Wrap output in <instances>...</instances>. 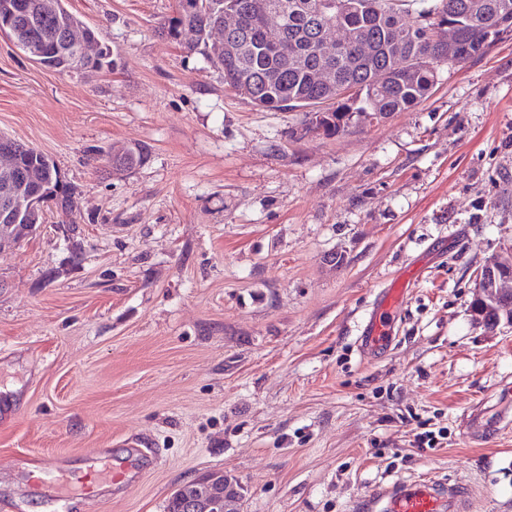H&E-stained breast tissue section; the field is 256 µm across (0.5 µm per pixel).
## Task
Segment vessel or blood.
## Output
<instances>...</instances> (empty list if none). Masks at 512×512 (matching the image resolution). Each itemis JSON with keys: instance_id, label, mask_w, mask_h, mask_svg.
<instances>
[{"instance_id": "b4317fda", "label": "vessel or blood", "mask_w": 512, "mask_h": 512, "mask_svg": "<svg viewBox=\"0 0 512 512\" xmlns=\"http://www.w3.org/2000/svg\"><path fill=\"white\" fill-rule=\"evenodd\" d=\"M405 290L394 284L375 297L358 341L363 356L374 357L391 343L401 315ZM467 493L464 485L440 488L431 481L412 485H392L373 489L358 507L360 512H464Z\"/></svg>"}]
</instances>
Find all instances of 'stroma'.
<instances>
[{
  "mask_svg": "<svg viewBox=\"0 0 512 512\" xmlns=\"http://www.w3.org/2000/svg\"><path fill=\"white\" fill-rule=\"evenodd\" d=\"M65 5L113 66L51 70L0 32V134L72 191L0 250V512H166L212 471L234 512H356L426 478L512 512V429L467 425L512 398V324L472 308L476 269L512 260V32L411 110L300 139L303 113L162 35L174 0ZM134 144L143 164L106 163ZM403 277L391 347L364 359ZM405 288L394 284L375 297L367 321L359 336V351L364 357H376L391 343L404 303Z\"/></svg>",
  "mask_w": 512,
  "mask_h": 512,
  "instance_id": "35a3bbf8",
  "label": "stroma"
}]
</instances>
